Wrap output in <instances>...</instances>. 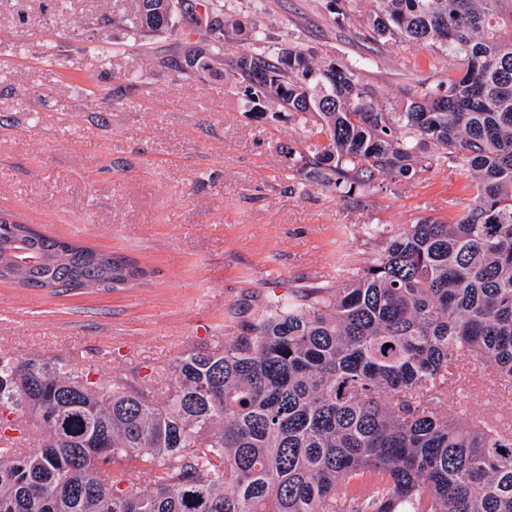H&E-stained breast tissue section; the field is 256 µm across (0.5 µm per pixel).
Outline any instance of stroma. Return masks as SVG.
<instances>
[{"instance_id": "1", "label": "stroma", "mask_w": 512, "mask_h": 512, "mask_svg": "<svg viewBox=\"0 0 512 512\" xmlns=\"http://www.w3.org/2000/svg\"><path fill=\"white\" fill-rule=\"evenodd\" d=\"M137 2L0 0V213L148 270L94 293L0 281V350L90 367L104 383L146 376L237 335L271 297L362 268L375 247L366 225L445 219L469 199L466 176L445 165L338 193L303 168L297 122L242 111L222 74L160 67L211 37L177 11L170 30L144 34L131 23ZM225 2L269 44L371 59L366 80L382 99L456 66L366 40L373 0ZM444 408L512 424V392L489 367L449 387Z\"/></svg>"}]
</instances>
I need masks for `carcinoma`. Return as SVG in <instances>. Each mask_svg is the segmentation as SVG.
I'll list each match as a JSON object with an SVG mask.
<instances>
[{
  "label": "carcinoma",
  "instance_id": "1",
  "mask_svg": "<svg viewBox=\"0 0 512 512\" xmlns=\"http://www.w3.org/2000/svg\"><path fill=\"white\" fill-rule=\"evenodd\" d=\"M168 0H139L137 22ZM370 38L459 69L379 102L360 62L254 37L227 63L246 112L302 124L305 164L350 194L450 165L473 198L387 235L361 271L258 307L224 346L148 382L0 350V512H512V429L443 411L459 370L512 383V0H374ZM191 33L220 22L182 5ZM221 50L164 58L211 74ZM0 232L28 288L145 270L29 224Z\"/></svg>",
  "mask_w": 512,
  "mask_h": 512
}]
</instances>
